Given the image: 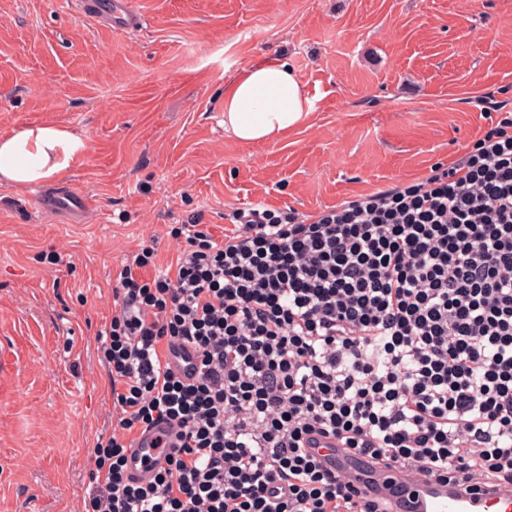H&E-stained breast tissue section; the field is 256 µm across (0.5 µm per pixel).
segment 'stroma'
Returning <instances> with one entry per match:
<instances>
[{
	"instance_id": "stroma-1",
	"label": "stroma",
	"mask_w": 512,
	"mask_h": 512,
	"mask_svg": "<svg viewBox=\"0 0 512 512\" xmlns=\"http://www.w3.org/2000/svg\"><path fill=\"white\" fill-rule=\"evenodd\" d=\"M137 31L74 0H0V134L74 132L57 179L0 185V512H82L116 428L96 333L127 255L193 214L306 215L427 176L512 112V0H131ZM285 57L313 110L275 144L224 130V80ZM93 200L84 222L25 210ZM56 263H49L50 255ZM41 197L34 202L37 209L51 207L56 210L71 212L76 219L81 220L86 214V199L74 191L67 189L56 193L49 204H44Z\"/></svg>"
}]
</instances>
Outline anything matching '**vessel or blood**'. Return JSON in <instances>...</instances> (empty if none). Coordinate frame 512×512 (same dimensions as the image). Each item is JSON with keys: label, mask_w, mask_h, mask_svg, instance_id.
<instances>
[{"label": "vessel or blood", "mask_w": 512, "mask_h": 512, "mask_svg": "<svg viewBox=\"0 0 512 512\" xmlns=\"http://www.w3.org/2000/svg\"><path fill=\"white\" fill-rule=\"evenodd\" d=\"M97 13L105 22L126 30L139 29L143 23L140 13L130 9L126 0H97ZM51 208L72 213L75 218L86 214V200L72 190L56 193L50 202L36 200V207ZM171 432L155 428L140 435L129 456V472L140 482H149L165 462L168 454L166 442ZM329 464H341L356 481L359 492L377 487L381 493L391 495L392 512H512V489L491 491L482 489L465 493L456 485H439L426 481L413 470H394L378 466L350 463L342 448L322 450Z\"/></svg>", "instance_id": "1"}]
</instances>
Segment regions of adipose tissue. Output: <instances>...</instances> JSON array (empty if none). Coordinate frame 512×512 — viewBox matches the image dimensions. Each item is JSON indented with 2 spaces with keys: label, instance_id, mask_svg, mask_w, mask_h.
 <instances>
[{
  "label": "adipose tissue",
  "instance_id": "obj_1",
  "mask_svg": "<svg viewBox=\"0 0 512 512\" xmlns=\"http://www.w3.org/2000/svg\"><path fill=\"white\" fill-rule=\"evenodd\" d=\"M312 109L304 83L284 58L245 64L224 84V128L246 144L279 142ZM86 150L84 139L55 125L0 136V185L59 178Z\"/></svg>",
  "mask_w": 512,
  "mask_h": 512
}]
</instances>
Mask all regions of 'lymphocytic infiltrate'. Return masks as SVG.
<instances>
[{
	"instance_id": "f902f5d3",
	"label": "lymphocytic infiltrate",
	"mask_w": 512,
	"mask_h": 512,
	"mask_svg": "<svg viewBox=\"0 0 512 512\" xmlns=\"http://www.w3.org/2000/svg\"><path fill=\"white\" fill-rule=\"evenodd\" d=\"M171 227L112 277L117 432L83 512H389L318 437L439 482L512 487V113L422 180L326 208ZM168 424L151 483L132 439Z\"/></svg>"
}]
</instances>
